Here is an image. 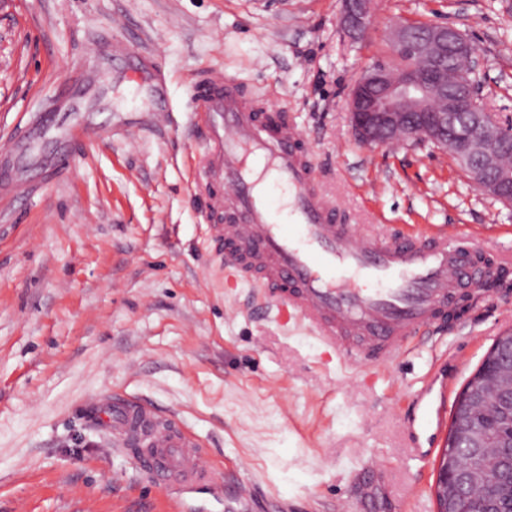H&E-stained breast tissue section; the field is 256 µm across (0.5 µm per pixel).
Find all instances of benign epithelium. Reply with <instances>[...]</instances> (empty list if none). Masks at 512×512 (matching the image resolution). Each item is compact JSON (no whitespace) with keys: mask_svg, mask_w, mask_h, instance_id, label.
<instances>
[{"mask_svg":"<svg viewBox=\"0 0 512 512\" xmlns=\"http://www.w3.org/2000/svg\"><path fill=\"white\" fill-rule=\"evenodd\" d=\"M374 3L343 0L340 23L352 38L362 39L368 33ZM393 45L395 50L416 57L419 67L397 71L373 65L355 80L347 108L360 142L372 147L413 139L446 149L480 190L512 207V169L493 163L499 144L493 130H501L503 125L482 104L479 79L461 80L450 89L434 65L441 53L463 54L478 74L483 58L477 45L453 25L431 24L418 31L410 22L396 26ZM472 385L488 390L501 417L512 422V370L509 381L500 387L486 373L473 374L458 396V408L468 404ZM447 444L462 449L466 463L453 468L450 463L455 456L440 455L433 485L436 512H491L499 484L485 476L484 433L461 418Z\"/></svg>","mask_w":512,"mask_h":512,"instance_id":"obj_1","label":"benign epithelium"}]
</instances>
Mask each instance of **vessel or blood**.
I'll return each mask as SVG.
<instances>
[{
  "instance_id": "b4317fda",
  "label": "vessel or blood",
  "mask_w": 512,
  "mask_h": 512,
  "mask_svg": "<svg viewBox=\"0 0 512 512\" xmlns=\"http://www.w3.org/2000/svg\"><path fill=\"white\" fill-rule=\"evenodd\" d=\"M191 100L192 122L206 143L195 194L225 268L244 275L266 301L291 308L351 365L387 366L438 325L458 295L492 278L495 267L484 249L456 229L441 226L416 238L343 223L316 187L300 131L258 114L222 73L209 72ZM81 137L79 127L65 129V144L51 159L56 169L69 170L66 145ZM257 159L264 163L259 171ZM268 178L288 188V224L277 223L259 189ZM105 405L113 436L139 449V462L157 486L214 481L197 441L167 414L124 395Z\"/></svg>"
}]
</instances>
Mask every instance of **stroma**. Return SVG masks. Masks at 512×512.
<instances>
[{
  "label": "stroma",
  "mask_w": 512,
  "mask_h": 512,
  "mask_svg": "<svg viewBox=\"0 0 512 512\" xmlns=\"http://www.w3.org/2000/svg\"><path fill=\"white\" fill-rule=\"evenodd\" d=\"M341 0H0V140L31 135L21 191L0 197V512H435L436 456L412 455L408 407L443 448L451 408L498 336L512 283L473 292L446 332L386 372L353 368L299 323L254 310L208 238L192 172L204 153L189 89L223 71L288 115L322 190L350 224L415 236L454 226L512 246V208L445 150L368 147L347 111L354 81L395 64L404 19L458 27L485 58L486 107L512 118V0H379L367 37ZM122 27H115V20ZM154 68L113 62V41ZM58 113L85 136L57 175ZM446 356L445 373L433 368ZM446 388L438 396V388ZM132 395L194 435L221 490L157 487L86 404Z\"/></svg>",
  "instance_id": "obj_1"
}]
</instances>
